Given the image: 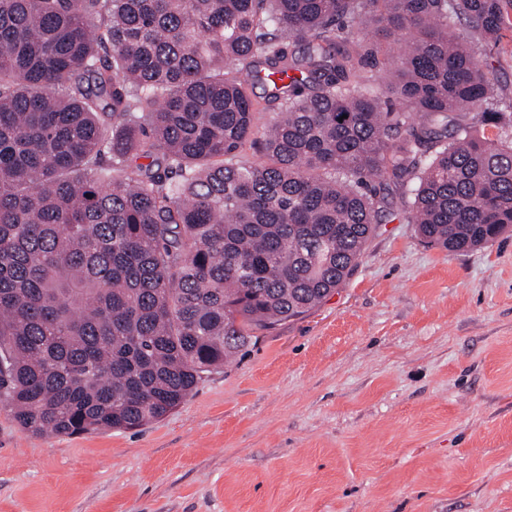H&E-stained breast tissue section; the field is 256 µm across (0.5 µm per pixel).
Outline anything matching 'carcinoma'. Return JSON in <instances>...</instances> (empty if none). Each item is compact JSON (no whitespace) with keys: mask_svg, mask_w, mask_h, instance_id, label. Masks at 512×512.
Segmentation results:
<instances>
[{"mask_svg":"<svg viewBox=\"0 0 512 512\" xmlns=\"http://www.w3.org/2000/svg\"><path fill=\"white\" fill-rule=\"evenodd\" d=\"M367 21L403 45L381 79ZM508 29L512 0H0V404L166 416L343 285L395 187L430 246L512 228V141L470 123L512 124L477 53Z\"/></svg>","mask_w":512,"mask_h":512,"instance_id":"obj_1","label":"carcinoma"}]
</instances>
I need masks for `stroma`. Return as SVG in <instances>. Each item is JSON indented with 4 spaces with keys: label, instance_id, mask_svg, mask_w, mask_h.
I'll use <instances>...</instances> for the list:
<instances>
[{
    "label": "stroma",
    "instance_id": "stroma-1",
    "mask_svg": "<svg viewBox=\"0 0 512 512\" xmlns=\"http://www.w3.org/2000/svg\"><path fill=\"white\" fill-rule=\"evenodd\" d=\"M480 58L511 105L512 29ZM405 209L158 421L34 434L0 406V512H512V231L451 253Z\"/></svg>",
    "mask_w": 512,
    "mask_h": 512
}]
</instances>
